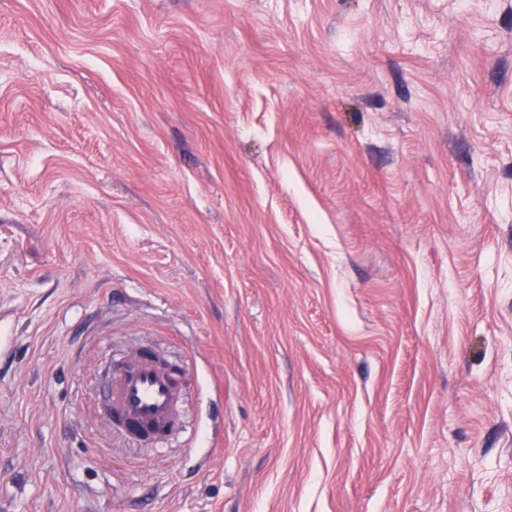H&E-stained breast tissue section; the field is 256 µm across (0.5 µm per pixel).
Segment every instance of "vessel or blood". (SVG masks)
I'll return each mask as SVG.
<instances>
[{
	"label": "vessel or blood",
	"mask_w": 512,
	"mask_h": 512,
	"mask_svg": "<svg viewBox=\"0 0 512 512\" xmlns=\"http://www.w3.org/2000/svg\"><path fill=\"white\" fill-rule=\"evenodd\" d=\"M185 381L153 355L136 354L105 378L106 416L118 429L164 447L180 424Z\"/></svg>",
	"instance_id": "obj_1"
}]
</instances>
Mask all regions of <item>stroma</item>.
<instances>
[{
	"instance_id": "stroma-1",
	"label": "stroma",
	"mask_w": 512,
	"mask_h": 512,
	"mask_svg": "<svg viewBox=\"0 0 512 512\" xmlns=\"http://www.w3.org/2000/svg\"><path fill=\"white\" fill-rule=\"evenodd\" d=\"M0 512H512V0H0ZM183 376L149 353L110 367L105 378L106 416L111 425L164 448L180 424Z\"/></svg>"
}]
</instances>
